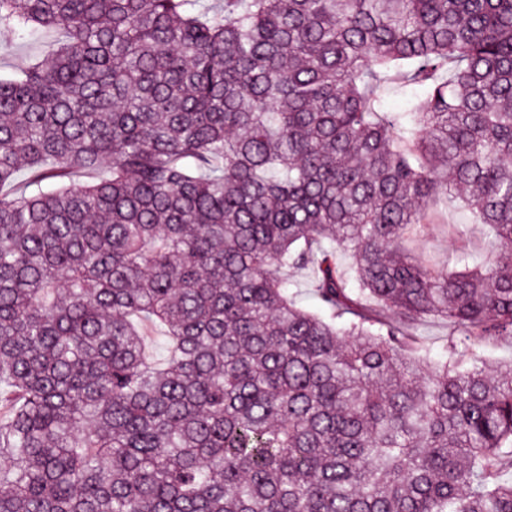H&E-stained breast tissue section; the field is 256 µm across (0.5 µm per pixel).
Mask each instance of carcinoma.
I'll use <instances>...</instances> for the list:
<instances>
[{"instance_id":"cac0c4a2","label":"carcinoma","mask_w":512,"mask_h":512,"mask_svg":"<svg viewBox=\"0 0 512 512\" xmlns=\"http://www.w3.org/2000/svg\"><path fill=\"white\" fill-rule=\"evenodd\" d=\"M0 25L58 38L0 78V512H512V0ZM454 199L492 254L434 268L404 237ZM419 331L422 342L431 348L432 355L437 354L447 343L448 326L444 322L428 320L420 326ZM483 359L492 366L509 367L512 363V338L500 337L486 344Z\"/></svg>"}]
</instances>
